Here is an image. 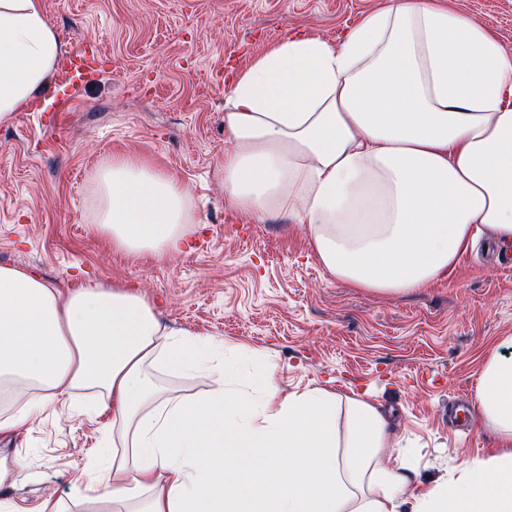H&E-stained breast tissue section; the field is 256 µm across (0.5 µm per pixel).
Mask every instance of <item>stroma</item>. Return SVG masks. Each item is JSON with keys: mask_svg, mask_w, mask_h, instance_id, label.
<instances>
[{"mask_svg": "<svg viewBox=\"0 0 512 512\" xmlns=\"http://www.w3.org/2000/svg\"><path fill=\"white\" fill-rule=\"evenodd\" d=\"M384 0H43L63 52L98 45V73L69 100L0 125V266L39 273L61 292L94 277L137 285L159 319L245 348L246 378L273 368L283 393H372L411 466L408 496L494 448L474 399L492 351L512 340V268L483 240L445 276L406 293L353 288L319 262L304 228L246 220L224 195L229 69L246 70L290 32L338 42ZM512 50V0H441ZM115 155L171 173L188 189L190 250L163 259L115 249L96 228L97 173ZM111 413L65 402L0 436L13 459L0 500L38 512L47 492L89 485Z\"/></svg>", "mask_w": 512, "mask_h": 512, "instance_id": "1", "label": "stroma"}]
</instances>
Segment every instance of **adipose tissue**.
Listing matches in <instances>:
<instances>
[{"label": "adipose tissue", "mask_w": 512, "mask_h": 512, "mask_svg": "<svg viewBox=\"0 0 512 512\" xmlns=\"http://www.w3.org/2000/svg\"><path fill=\"white\" fill-rule=\"evenodd\" d=\"M61 43L42 0H0V124L30 108ZM224 193L262 224L304 227L332 276L399 293L452 269L474 238L512 247V51L436 0H385L339 42L282 37L227 80ZM96 224L117 249L181 253L188 192L131 157L103 164ZM210 380L189 396L156 366ZM495 454L415 497L411 512H512V355L476 381ZM82 391L111 409L92 491L39 512H400L406 458L384 464L389 422L367 396L281 395L242 380L224 347L173 330L138 292L89 282L61 293L0 267V432ZM347 418L339 434V416Z\"/></svg>", "instance_id": "obj_1"}]
</instances>
